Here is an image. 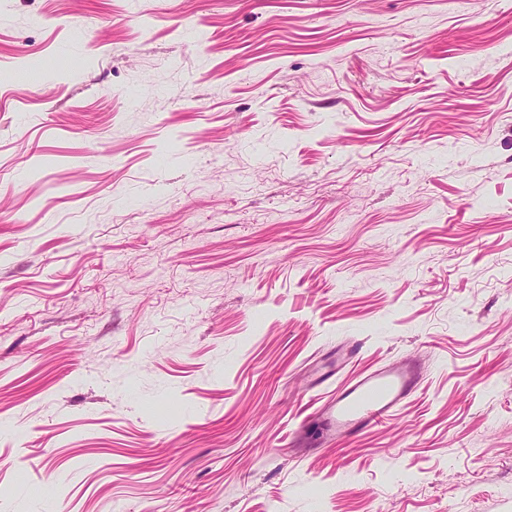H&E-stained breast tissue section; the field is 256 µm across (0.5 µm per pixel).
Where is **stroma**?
I'll list each match as a JSON object with an SVG mask.
<instances>
[{
    "label": "stroma",
    "instance_id": "obj_1",
    "mask_svg": "<svg viewBox=\"0 0 512 512\" xmlns=\"http://www.w3.org/2000/svg\"><path fill=\"white\" fill-rule=\"evenodd\" d=\"M0 512H512V0H0ZM421 376L410 363L361 372L336 389L314 415L334 440L356 436L394 416L417 391Z\"/></svg>",
    "mask_w": 512,
    "mask_h": 512
}]
</instances>
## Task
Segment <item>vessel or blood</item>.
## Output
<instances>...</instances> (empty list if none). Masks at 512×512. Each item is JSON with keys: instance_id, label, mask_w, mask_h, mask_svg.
<instances>
[{"instance_id": "1", "label": "vessel or blood", "mask_w": 512, "mask_h": 512, "mask_svg": "<svg viewBox=\"0 0 512 512\" xmlns=\"http://www.w3.org/2000/svg\"><path fill=\"white\" fill-rule=\"evenodd\" d=\"M420 383L421 373L410 363L364 371L340 386L316 415L327 435L339 441L390 419Z\"/></svg>"}]
</instances>
